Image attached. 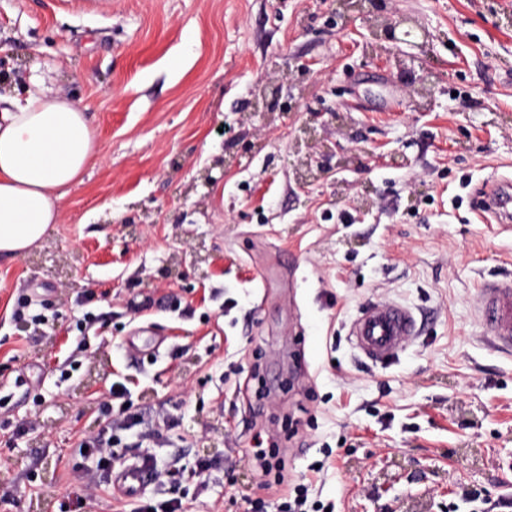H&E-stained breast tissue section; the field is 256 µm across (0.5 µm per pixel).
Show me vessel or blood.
Here are the masks:
<instances>
[{"mask_svg": "<svg viewBox=\"0 0 512 512\" xmlns=\"http://www.w3.org/2000/svg\"><path fill=\"white\" fill-rule=\"evenodd\" d=\"M479 219L494 217L504 223L512 215V180L491 178L477 193ZM480 318L488 336L502 349L512 350V278L488 281L481 290ZM421 333L412 311L395 302H376L361 309L349 328L354 348L366 360L382 363L395 356ZM112 482L119 490L138 495L151 483L149 470L134 462L117 472Z\"/></svg>", "mask_w": 512, "mask_h": 512, "instance_id": "vessel-or-blood-1", "label": "vessel or blood"}]
</instances>
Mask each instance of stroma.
<instances>
[{
	"mask_svg": "<svg viewBox=\"0 0 512 512\" xmlns=\"http://www.w3.org/2000/svg\"><path fill=\"white\" fill-rule=\"evenodd\" d=\"M35 63L100 153L0 259V512H60L120 379L172 420L182 512H280L259 449L330 512H512V355L478 314L512 229L474 209L512 177V0H0V79ZM371 301L422 321L381 365L348 338Z\"/></svg>",
	"mask_w": 512,
	"mask_h": 512,
	"instance_id": "obj_1",
	"label": "stroma"
}]
</instances>
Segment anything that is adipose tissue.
I'll return each mask as SVG.
<instances>
[{"label":"adipose tissue","mask_w":512,"mask_h":512,"mask_svg":"<svg viewBox=\"0 0 512 512\" xmlns=\"http://www.w3.org/2000/svg\"><path fill=\"white\" fill-rule=\"evenodd\" d=\"M98 151L85 110L38 74L0 95V258L39 245L60 223L69 187Z\"/></svg>","instance_id":"ef3b65f1"}]
</instances>
